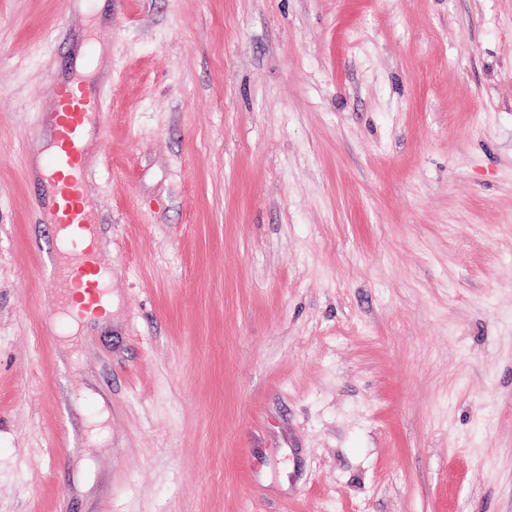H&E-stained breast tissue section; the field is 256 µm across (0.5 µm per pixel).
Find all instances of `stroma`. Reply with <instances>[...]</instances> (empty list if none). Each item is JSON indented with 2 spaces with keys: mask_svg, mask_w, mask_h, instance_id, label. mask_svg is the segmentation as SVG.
Instances as JSON below:
<instances>
[{
  "mask_svg": "<svg viewBox=\"0 0 512 512\" xmlns=\"http://www.w3.org/2000/svg\"><path fill=\"white\" fill-rule=\"evenodd\" d=\"M89 55L112 312L63 338ZM0 512H512V0H0ZM55 150L42 169L46 183L47 222L69 240L67 253L52 259L47 278L60 288L50 307L64 313L66 288H80V301L89 317L101 307L103 295L101 254L96 241L95 216L87 198L84 131L90 121L102 125L108 114L106 90L93 93L81 85H55L53 88Z\"/></svg>",
  "mask_w": 512,
  "mask_h": 512,
  "instance_id": "stroma-1",
  "label": "stroma"
}]
</instances>
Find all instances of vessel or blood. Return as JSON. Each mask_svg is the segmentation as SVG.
<instances>
[{"instance_id":"obj_1","label":"vessel or blood","mask_w":512,"mask_h":512,"mask_svg":"<svg viewBox=\"0 0 512 512\" xmlns=\"http://www.w3.org/2000/svg\"><path fill=\"white\" fill-rule=\"evenodd\" d=\"M55 150L42 170L47 186V221L69 240L66 253L52 259L47 278L57 292L50 307L65 310V291L80 289L85 315L101 307L103 262L96 241L95 216L87 198L85 127L103 124L108 111L107 94L83 87L53 88Z\"/></svg>"}]
</instances>
